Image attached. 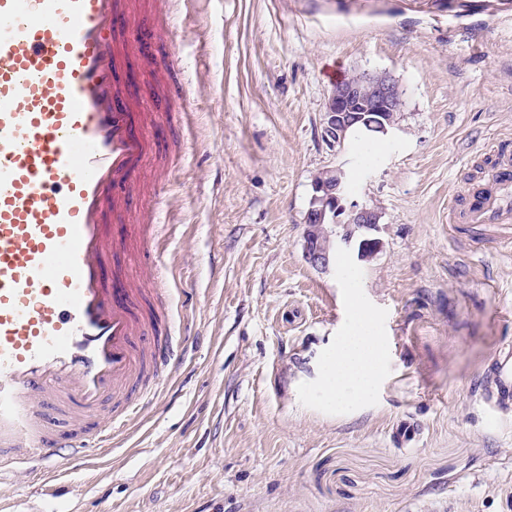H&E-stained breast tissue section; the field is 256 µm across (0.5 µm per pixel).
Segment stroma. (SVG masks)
<instances>
[{"mask_svg":"<svg viewBox=\"0 0 512 512\" xmlns=\"http://www.w3.org/2000/svg\"><path fill=\"white\" fill-rule=\"evenodd\" d=\"M173 50L193 124L156 235L182 362L110 446L1 479L0 512H512V412L473 391L512 350V250L448 221L485 145L512 142V0H191ZM352 73L403 98L363 170L322 133ZM339 164L381 214L358 232L378 249L346 260L386 360L371 400L327 411L307 388L351 292L304 231Z\"/></svg>","mask_w":512,"mask_h":512,"instance_id":"stroma-1","label":"stroma"}]
</instances>
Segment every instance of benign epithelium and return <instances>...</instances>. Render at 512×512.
<instances>
[{
    "mask_svg": "<svg viewBox=\"0 0 512 512\" xmlns=\"http://www.w3.org/2000/svg\"><path fill=\"white\" fill-rule=\"evenodd\" d=\"M402 92L389 75H356L333 88L324 113L323 132L336 147L345 149L354 133L377 134L386 137L396 128L395 113L401 111ZM347 172L340 166L329 169L326 179H316L307 211L304 251L308 263L320 270L331 265V251L350 249L358 228L374 230L380 224V214L352 196L346 186ZM331 213L336 224H347V233L332 240L318 242L312 224ZM358 248L361 259L369 257L375 243L362 240Z\"/></svg>",
    "mask_w": 512,
    "mask_h": 512,
    "instance_id": "7a95c632",
    "label": "benign epithelium"
}]
</instances>
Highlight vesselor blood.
I'll list each match as a JSON object with an SVG mask.
<instances>
[{
	"instance_id": "obj_1",
	"label": "vessel or blood",
	"mask_w": 512,
	"mask_h": 512,
	"mask_svg": "<svg viewBox=\"0 0 512 512\" xmlns=\"http://www.w3.org/2000/svg\"><path fill=\"white\" fill-rule=\"evenodd\" d=\"M171 0H0V477L45 474L58 449L86 458L134 408L143 376L164 380L182 355L163 303L169 277L154 259L156 205L169 177L160 132L181 150L193 113L172 90L179 67ZM155 82L122 84L130 55ZM495 189L448 204L452 224L512 241V151L490 142ZM487 401L512 404V371L497 358ZM75 421L42 424L44 396Z\"/></svg>"
}]
</instances>
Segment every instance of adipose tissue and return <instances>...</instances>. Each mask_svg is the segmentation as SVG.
I'll use <instances>...</instances> for the list:
<instances>
[{
	"mask_svg": "<svg viewBox=\"0 0 512 512\" xmlns=\"http://www.w3.org/2000/svg\"><path fill=\"white\" fill-rule=\"evenodd\" d=\"M382 361L376 320L365 307L354 305L344 333L319 363L312 398L330 410L366 401L376 390Z\"/></svg>",
	"mask_w": 512,
	"mask_h": 512,
	"instance_id": "ef3b65f1",
	"label": "adipose tissue"
}]
</instances>
